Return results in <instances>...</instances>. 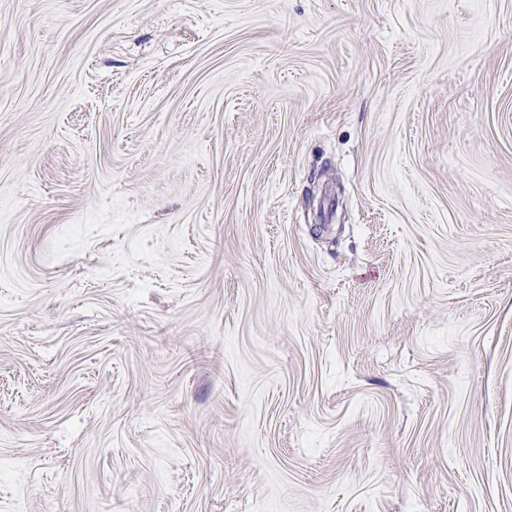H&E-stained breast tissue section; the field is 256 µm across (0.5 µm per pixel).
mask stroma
I'll return each instance as SVG.
<instances>
[{"instance_id": "stroma-1", "label": "stroma", "mask_w": 512, "mask_h": 512, "mask_svg": "<svg viewBox=\"0 0 512 512\" xmlns=\"http://www.w3.org/2000/svg\"><path fill=\"white\" fill-rule=\"evenodd\" d=\"M0 512H512V0H0Z\"/></svg>"}]
</instances>
